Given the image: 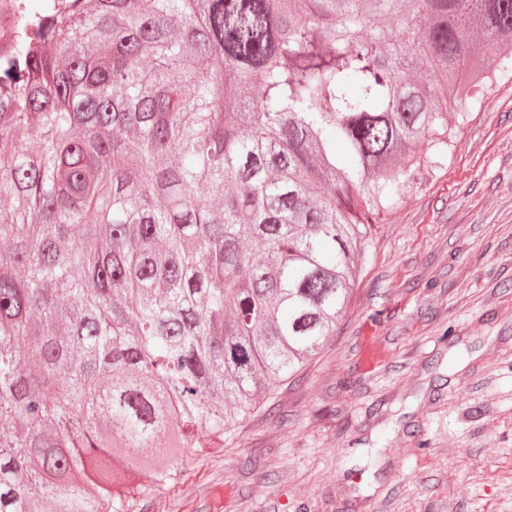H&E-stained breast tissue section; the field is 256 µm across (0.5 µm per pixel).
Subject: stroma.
I'll return each instance as SVG.
<instances>
[{
    "instance_id": "obj_1",
    "label": "stroma",
    "mask_w": 512,
    "mask_h": 512,
    "mask_svg": "<svg viewBox=\"0 0 512 512\" xmlns=\"http://www.w3.org/2000/svg\"><path fill=\"white\" fill-rule=\"evenodd\" d=\"M466 110L376 225L329 347L131 512H512V79Z\"/></svg>"
}]
</instances>
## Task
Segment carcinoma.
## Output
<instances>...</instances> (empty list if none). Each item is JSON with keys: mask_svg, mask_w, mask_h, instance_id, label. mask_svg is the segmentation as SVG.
<instances>
[{"mask_svg": "<svg viewBox=\"0 0 512 512\" xmlns=\"http://www.w3.org/2000/svg\"><path fill=\"white\" fill-rule=\"evenodd\" d=\"M512 77V0H43L0 57V512H124L336 336Z\"/></svg>", "mask_w": 512, "mask_h": 512, "instance_id": "cac0c4a2", "label": "carcinoma"}]
</instances>
